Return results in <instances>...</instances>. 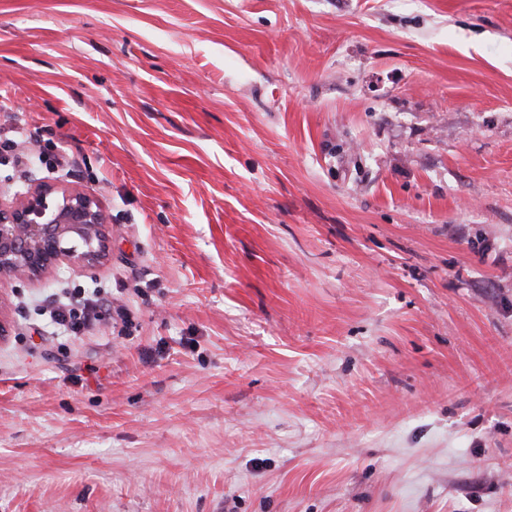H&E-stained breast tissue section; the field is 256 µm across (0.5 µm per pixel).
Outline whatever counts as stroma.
<instances>
[{"mask_svg": "<svg viewBox=\"0 0 512 512\" xmlns=\"http://www.w3.org/2000/svg\"><path fill=\"white\" fill-rule=\"evenodd\" d=\"M21 111L111 222L0 286V512H512V0H0ZM76 301L68 299V302L60 301L50 310V320L54 327L62 332L78 334L91 328L100 319L102 291L94 288L87 293L85 289L80 291Z\"/></svg>", "mask_w": 512, "mask_h": 512, "instance_id": "stroma-1", "label": "stroma"}]
</instances>
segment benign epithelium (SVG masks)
Returning <instances> with one entry per match:
<instances>
[{
	"mask_svg": "<svg viewBox=\"0 0 512 512\" xmlns=\"http://www.w3.org/2000/svg\"><path fill=\"white\" fill-rule=\"evenodd\" d=\"M106 208L84 189L60 179L14 192L0 189V284L22 276L43 279L63 262L93 264L108 251ZM78 239L85 250L66 246Z\"/></svg>",
	"mask_w": 512,
	"mask_h": 512,
	"instance_id": "7a95c632",
	"label": "benign epithelium"
}]
</instances>
